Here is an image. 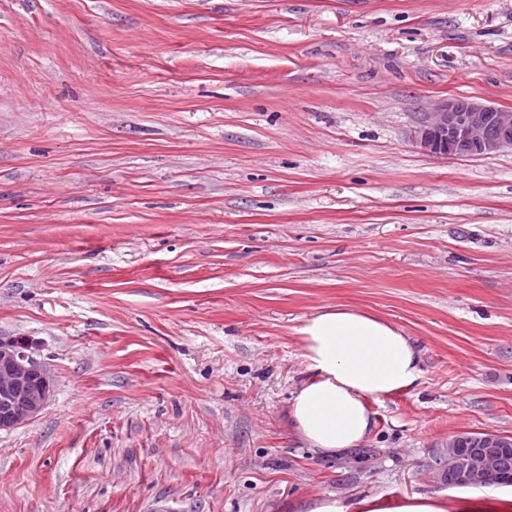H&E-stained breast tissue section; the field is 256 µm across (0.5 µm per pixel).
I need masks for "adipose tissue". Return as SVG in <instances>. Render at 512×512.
I'll use <instances>...</instances> for the list:
<instances>
[{"instance_id":"adipose-tissue-1","label":"adipose tissue","mask_w":512,"mask_h":512,"mask_svg":"<svg viewBox=\"0 0 512 512\" xmlns=\"http://www.w3.org/2000/svg\"><path fill=\"white\" fill-rule=\"evenodd\" d=\"M307 375L288 407L293 435L312 451L339 456L360 445L375 422L368 400L414 387L422 375L415 343L377 315L345 305L319 309L299 330ZM447 499L418 495L388 504L308 499L304 512H448Z\"/></svg>"}]
</instances>
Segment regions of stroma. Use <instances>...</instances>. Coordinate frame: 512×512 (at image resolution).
<instances>
[{"label": "stroma", "instance_id": "35a3bbf8", "mask_svg": "<svg viewBox=\"0 0 512 512\" xmlns=\"http://www.w3.org/2000/svg\"><path fill=\"white\" fill-rule=\"evenodd\" d=\"M452 96L512 109V0H0V336L54 379L0 512L456 493L451 437L512 438V148L420 152ZM336 305L421 351L367 459L288 428Z\"/></svg>", "mask_w": 512, "mask_h": 512}]
</instances>
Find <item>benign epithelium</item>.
Masks as SVG:
<instances>
[{
	"instance_id": "obj_1",
	"label": "benign epithelium",
	"mask_w": 512,
	"mask_h": 512,
	"mask_svg": "<svg viewBox=\"0 0 512 512\" xmlns=\"http://www.w3.org/2000/svg\"><path fill=\"white\" fill-rule=\"evenodd\" d=\"M411 142L432 156L489 155L512 148V109L465 97H449L430 105L411 131ZM53 379L34 354L33 342L0 337V431L26 424L45 407ZM505 444L489 439L462 461L458 486H477L495 476V459Z\"/></svg>"
}]
</instances>
